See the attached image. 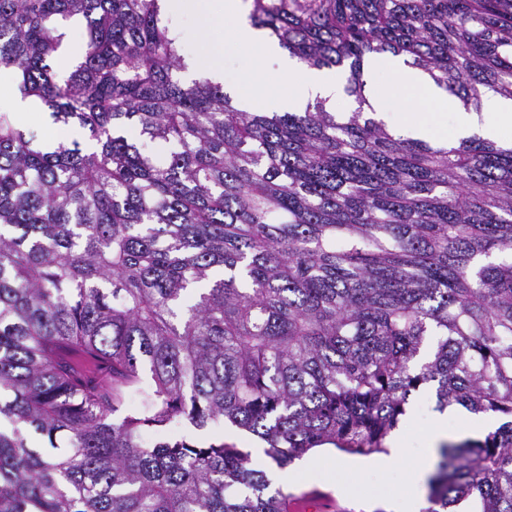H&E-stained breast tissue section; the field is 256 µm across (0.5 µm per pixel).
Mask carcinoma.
I'll return each mask as SVG.
<instances>
[{"instance_id": "carcinoma-1", "label": "carcinoma", "mask_w": 512, "mask_h": 512, "mask_svg": "<svg viewBox=\"0 0 512 512\" xmlns=\"http://www.w3.org/2000/svg\"><path fill=\"white\" fill-rule=\"evenodd\" d=\"M250 2L290 56L348 72V117L186 82L163 0H0V71L86 135L0 109V512H288L235 445L143 433L222 420L280 468L369 455L423 385L505 418L439 449L427 512H512V146L396 136L363 80L390 53L467 110L512 99V0ZM81 29H83V23L82 22H75L72 23L67 31V55L61 59L58 60L55 63V68L65 73L67 72L70 67L73 60L78 58L81 55L82 48H83V41H82V34ZM69 48V49H68ZM15 99V114L21 119L19 123L34 131L40 138L48 142H55L57 140L71 139L63 130L54 124L46 123L43 119H30L35 116L38 106H35L29 100L21 101L19 98Z\"/></svg>"}]
</instances>
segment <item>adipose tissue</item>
I'll use <instances>...</instances> for the list:
<instances>
[{"mask_svg":"<svg viewBox=\"0 0 512 512\" xmlns=\"http://www.w3.org/2000/svg\"><path fill=\"white\" fill-rule=\"evenodd\" d=\"M243 0H175L174 7L199 14L204 23V32L216 35L217 40L208 47L209 61L204 72L205 77L220 82L224 79V65L221 59L224 48L231 47L250 57L253 69L244 75L231 88L230 93L244 109L287 108L300 110L316 100L326 101L335 106L342 89V81L335 73L310 68L297 59L283 55L277 42L269 40L260 30L253 28L248 19ZM279 57L278 69L269 71L262 63L270 57ZM367 71L386 70L402 82L405 97L400 102L392 124L394 131L404 137L428 139L435 130L438 119L429 112L421 111L423 97L443 98L430 76L418 69L408 67L403 58L386 56L370 60ZM292 80L289 94L270 97L271 86ZM512 129V99L497 94L484 96L483 104L477 111H459L456 135L465 138L479 134L490 140H501L503 134ZM405 448L401 437H393L388 442L387 454L369 462H356L346 458L332 456L321 457L318 463L328 469H337L345 473L343 489H352L362 483L368 469L388 468L400 461ZM313 459H306V466H313Z\"/></svg>","mask_w":512,"mask_h":512,"instance_id":"ef3b65f1","label":"adipose tissue"}]
</instances>
